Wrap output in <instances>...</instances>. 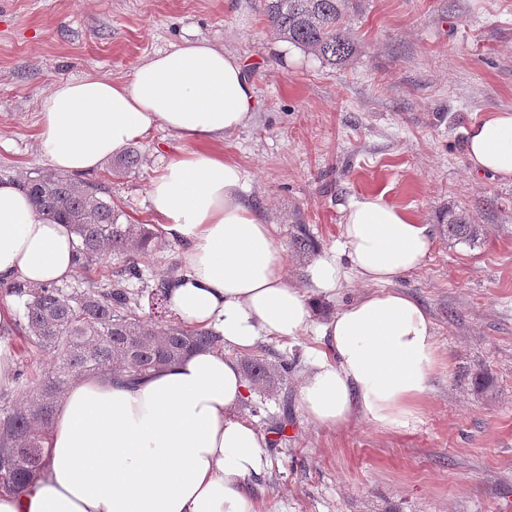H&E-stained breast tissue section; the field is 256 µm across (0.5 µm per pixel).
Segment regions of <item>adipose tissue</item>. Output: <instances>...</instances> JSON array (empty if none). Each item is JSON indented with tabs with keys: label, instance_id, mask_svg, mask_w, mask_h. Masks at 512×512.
<instances>
[{
	"label": "adipose tissue",
	"instance_id": "obj_1",
	"mask_svg": "<svg viewBox=\"0 0 512 512\" xmlns=\"http://www.w3.org/2000/svg\"><path fill=\"white\" fill-rule=\"evenodd\" d=\"M256 105L242 60L206 39L154 54L125 80L58 81L40 100V148L71 175L98 170L158 127L182 143L148 201L158 235L184 246L173 313L184 326L215 328L225 348L196 350L134 384L117 371L72 383L40 476L1 494L0 512H259L250 486L267 473V437L238 413L249 383L229 352L300 336L313 325L314 299L353 277L370 289L317 326L323 349L301 376L302 409L331 429L358 416L382 431L418 420L439 363L435 329L392 284L423 265L431 225L383 194L352 198L336 255L311 266L312 289L290 283L241 167L202 149L250 125ZM466 153L472 173L512 179V110L474 121ZM76 258L70 226L38 211L22 182L0 181V284L66 279Z\"/></svg>",
	"mask_w": 512,
	"mask_h": 512
}]
</instances>
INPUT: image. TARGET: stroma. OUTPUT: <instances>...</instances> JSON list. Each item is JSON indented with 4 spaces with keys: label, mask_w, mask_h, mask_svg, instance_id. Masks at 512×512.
<instances>
[{
    "label": "stroma",
    "mask_w": 512,
    "mask_h": 512,
    "mask_svg": "<svg viewBox=\"0 0 512 512\" xmlns=\"http://www.w3.org/2000/svg\"><path fill=\"white\" fill-rule=\"evenodd\" d=\"M264 0H0V180L27 181L49 163L37 105L55 82L128 78L146 58L205 38L240 57L257 96L250 125L206 143L243 169L249 197L275 227L288 278L311 288L314 259L341 239V209L359 194L386 200L433 227L423 266L393 284L435 325L442 362L411 428L381 431L362 418L342 429L309 422L298 386L315 331L266 338L249 354L286 358L288 374L255 424L283 437L254 488L261 512H504L512 503V181L474 176L466 131L512 110V0H360L349 18L360 50L330 65L292 59L269 27ZM135 167L104 162L124 224H149L150 180L178 143L163 129L134 143ZM484 234L449 239V210ZM314 252L292 248L297 225Z\"/></svg>",
    "instance_id": "stroma-1"
}]
</instances>
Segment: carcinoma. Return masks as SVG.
<instances>
[{
	"mask_svg": "<svg viewBox=\"0 0 512 512\" xmlns=\"http://www.w3.org/2000/svg\"><path fill=\"white\" fill-rule=\"evenodd\" d=\"M358 0H267L269 27L330 64H345L359 43L346 23ZM35 207L71 226L78 242L77 270L86 274L83 286L69 288L55 282H17L10 290L23 307L24 324L0 325V338L24 333L28 357L51 356L49 369L29 383L26 366L13 380L27 388L26 399L13 400L0 388V491L21 492L44 467L43 442L67 387L89 374L116 369L136 382L160 366L201 348H219L221 335L212 328L187 329L168 321V282L176 275L130 291L126 283L140 279L132 260L112 267L114 254L158 246V235L146 224H122L107 191L53 169L36 173L26 182ZM483 225L464 211L448 212V237L475 243ZM293 247L315 248L306 228L297 226ZM94 271L96 275L88 276ZM288 373V361L273 364L263 357L245 363L252 386L272 388Z\"/></svg>",
	"mask_w": 512,
	"mask_h": 512,
	"instance_id": "obj_1",
	"label": "carcinoma"
}]
</instances>
